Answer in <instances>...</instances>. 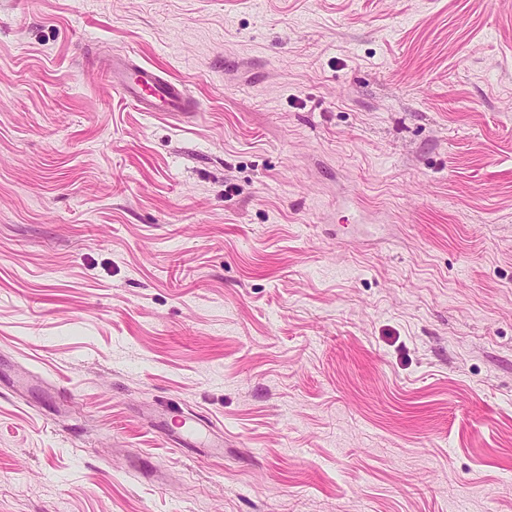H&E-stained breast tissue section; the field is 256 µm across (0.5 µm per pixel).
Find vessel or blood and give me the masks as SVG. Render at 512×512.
<instances>
[{
	"instance_id": "obj_1",
	"label": "vessel or blood",
	"mask_w": 512,
	"mask_h": 512,
	"mask_svg": "<svg viewBox=\"0 0 512 512\" xmlns=\"http://www.w3.org/2000/svg\"><path fill=\"white\" fill-rule=\"evenodd\" d=\"M108 72L113 90L138 111L181 115L198 108L182 81L165 76L158 67L134 63L126 54L114 53ZM161 431L182 448L204 443L201 423L186 421L174 411L169 412Z\"/></svg>"
}]
</instances>
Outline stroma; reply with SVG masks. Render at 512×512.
<instances>
[{"instance_id":"stroma-1","label":"stroma","mask_w":512,"mask_h":512,"mask_svg":"<svg viewBox=\"0 0 512 512\" xmlns=\"http://www.w3.org/2000/svg\"><path fill=\"white\" fill-rule=\"evenodd\" d=\"M0 512H512V0H0ZM108 72L112 89L138 111L182 115L198 109L182 81L158 67L134 63L125 53L112 55ZM202 427L203 425L199 421L192 420L187 423L180 414L169 411L165 426L162 425L160 430L180 448H197L205 445Z\"/></svg>"}]
</instances>
